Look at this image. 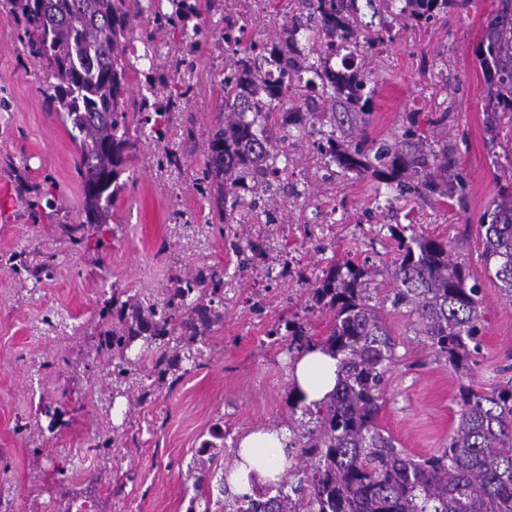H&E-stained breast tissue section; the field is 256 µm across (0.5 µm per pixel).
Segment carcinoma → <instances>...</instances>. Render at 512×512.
I'll use <instances>...</instances> for the list:
<instances>
[{"label": "carcinoma", "instance_id": "cac0c4a2", "mask_svg": "<svg viewBox=\"0 0 512 512\" xmlns=\"http://www.w3.org/2000/svg\"><path fill=\"white\" fill-rule=\"evenodd\" d=\"M20 18L21 40L30 56L51 72L52 111L69 125L78 145V172L82 182L85 223L108 224L112 202L126 186L124 163L136 152L128 122V78L138 74V61L157 55L163 45L156 32L134 33L131 24L139 0H9ZM358 0H298V12L283 28L282 38L259 45L245 38L251 23L225 21L224 54L233 58L224 67V111L219 113L208 142L197 192L214 201L206 225L223 230L228 249L237 256L241 272L251 257L266 254V247L244 242L232 231L238 215L248 206L246 194L255 188L274 199L277 181L288 169V157L278 144L298 133L312 132L317 113L303 112L297 87L306 83L321 88L323 105L331 112L332 130L322 132L318 148L330 161L357 176L400 193L445 202L462 186L452 172L448 149H435L419 133L416 113L400 138L368 145L367 108L372 96H363L368 75L348 63L341 67L318 62L300 45V31L311 32L313 42L326 47L339 41L344 48L366 52L373 39L359 29ZM365 0L373 13L380 6L406 21L426 22L436 10L457 0ZM171 11L156 13L159 28L178 26L191 39L186 21L199 15L198 0H168ZM144 44L147 53L129 52L131 40ZM482 72L493 86L485 108L487 133L496 141L500 128L512 125V0H499L489 15L476 50ZM279 69L281 81L269 82L261 63ZM313 78L305 81L303 74ZM150 95L142 96L137 116L148 136L166 139L165 114L187 96L191 85L181 79V90L145 75ZM165 90V101L156 100ZM155 101H150V97ZM481 257L485 270L497 282L503 299L512 304V183L499 187L492 205L481 217ZM226 272L209 265L186 278H177L162 297L133 295L119 299L112 292L120 326L103 332L100 348L119 355L116 388L134 383L135 363L125 353L142 341L144 358L158 383L173 386L183 377L184 361L196 359L184 332L203 336L216 322L211 305L224 298ZM367 275L352 260L333 266L313 289L314 305L333 312L326 337L315 340L298 322L288 351L320 347L336 359V389L325 401L306 406L302 432L289 443L305 467L287 471L265 504L256 495H235L244 512H512V377L489 393L470 387L459 390V419L448 445L414 459L399 450L391 435L377 422L382 384L395 358L393 333L377 306L370 304ZM385 300L395 310L405 309L416 319L417 334L456 370L470 367L485 329L482 288L461 264L450 260L448 246L414 236L398 241V256L390 270Z\"/></svg>", "mask_w": 512, "mask_h": 512}]
</instances>
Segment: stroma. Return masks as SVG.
I'll return each mask as SVG.
<instances>
[{
    "label": "stroma",
    "instance_id": "stroma-1",
    "mask_svg": "<svg viewBox=\"0 0 512 512\" xmlns=\"http://www.w3.org/2000/svg\"><path fill=\"white\" fill-rule=\"evenodd\" d=\"M497 4L465 0L426 24L394 23L371 52L354 56L355 67L377 82L370 142L400 136L408 113H418L421 133L456 158L466 182L462 201L441 205L395 191L377 199L372 178L325 167L312 138L289 139L288 169L271 205L275 224L247 210L236 227L241 238L266 241L265 256L225 288L220 321L194 342L199 363L140 404L130 395L92 397L112 382L114 360L95 353L101 330L112 324V293L158 294L198 266L236 267L223 235L205 227L210 204L195 189L224 109V15L251 16L256 40L272 42L295 4L227 0L224 12H202L193 91L170 114L167 143L145 139L141 126L131 125L139 140L131 178L111 222L99 225L84 221L78 148L46 107L47 70L24 49L9 0H0V512H49L51 502L82 500L93 512H114L133 498L141 512H187L195 494L189 467L219 471L227 464L224 455L198 454L213 427L239 440L289 422L294 358L270 330L301 313L330 265L349 259L367 270L373 302L381 304L398 234L444 240L451 260L482 288L485 331L468 376L435 357L412 317H388L396 349L379 422L416 457L447 444L459 386L491 391L512 366V305L480 259V218L512 178V162L489 144L490 86L475 57ZM167 145L178 151L179 169L159 168ZM179 211L199 224L198 233L177 225ZM57 311L73 325L62 343L48 323ZM116 428L127 438L124 456L86 452L89 439L111 437ZM51 458L69 461L66 476L49 469Z\"/></svg>",
    "mask_w": 512,
    "mask_h": 512
}]
</instances>
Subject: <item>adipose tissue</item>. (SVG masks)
<instances>
[{"mask_svg":"<svg viewBox=\"0 0 512 512\" xmlns=\"http://www.w3.org/2000/svg\"><path fill=\"white\" fill-rule=\"evenodd\" d=\"M292 379L296 394L304 396L306 403L322 401L336 385V361L319 350L304 354L295 364ZM287 439L288 433L282 428H269L242 438L228 477L232 490L244 495L251 493L252 481L278 480Z\"/></svg>","mask_w":512,"mask_h":512,"instance_id":"ef3b65f1","label":"adipose tissue"}]
</instances>
